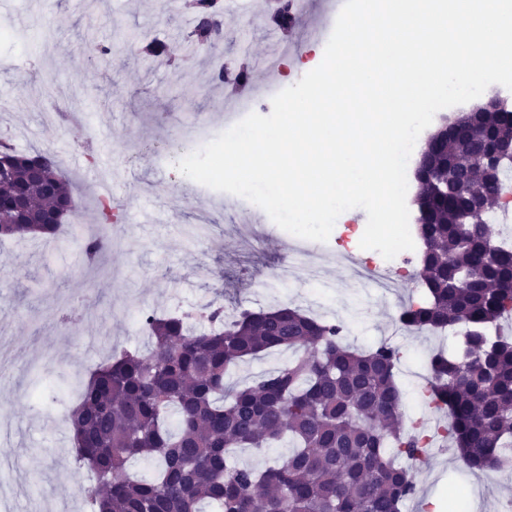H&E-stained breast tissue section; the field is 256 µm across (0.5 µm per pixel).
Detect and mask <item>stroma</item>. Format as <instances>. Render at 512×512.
Here are the masks:
<instances>
[{"label":"stroma","mask_w":512,"mask_h":512,"mask_svg":"<svg viewBox=\"0 0 512 512\" xmlns=\"http://www.w3.org/2000/svg\"><path fill=\"white\" fill-rule=\"evenodd\" d=\"M258 0L225 10L224 39L207 52L185 40L192 29L188 10L157 16L155 0H10L0 10V135L16 148L58 155L79 183L78 222L111 239L97 264L82 259L74 228L66 245L26 237L0 242V336L21 355L9 377L0 378V445L18 467L0 469V512H90L81 488L87 471L71 462L68 414L77 399L76 380L88 378L109 347L145 348L135 320L142 312L166 314L221 298L225 312L298 307L325 320L346 322L345 340L358 349L385 341L399 348L412 368L439 345L428 334L396 336L400 308L422 294L406 285L386 293L351 277L329 254L300 265L294 279L270 281L288 260L289 241L257 205L214 193L176 175L178 148L201 134L224 131V116L241 95L207 81L213 64L235 70L248 60L261 88H285L281 71L260 68L261 59L282 50L274 26L254 19ZM167 37L178 46L177 67L157 66L139 51L142 40ZM122 47L119 63L95 61L99 42ZM68 121H60L59 113ZM115 155L118 176L111 197L136 196L154 222H133L121 211L115 224L101 223L98 192L90 177L103 164L101 145ZM76 307L79 322L59 320ZM88 336L108 337L109 347L88 348ZM420 501L402 512H422L425 503L463 512H499L512 500V470L483 485L457 452L426 459Z\"/></svg>","instance_id":"35a3bbf8"}]
</instances>
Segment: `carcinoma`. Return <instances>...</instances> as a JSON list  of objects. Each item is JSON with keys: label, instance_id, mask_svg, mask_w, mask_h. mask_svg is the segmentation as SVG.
I'll use <instances>...</instances> for the list:
<instances>
[{"label": "carcinoma", "instance_id": "obj_1", "mask_svg": "<svg viewBox=\"0 0 512 512\" xmlns=\"http://www.w3.org/2000/svg\"><path fill=\"white\" fill-rule=\"evenodd\" d=\"M202 21L188 35L198 51L212 44L219 19L215 0H195ZM168 42L147 41L144 57L164 63ZM512 140V109L482 113L480 127L460 122L428 155L433 180L414 199L429 211L422 224L428 252L420 254L424 297L402 307L397 322L409 332L441 335L463 328L459 346L428 360L429 403L448 418L444 440L474 471L499 468L512 448V337L497 333L512 315V245L485 249L487 217L500 206L501 180L457 161ZM22 152L0 143L12 170L0 196L31 197L25 216L0 210V239L47 233L57 238L77 203L58 160L32 182ZM448 184V196L439 186ZM482 209H470V197ZM105 249L83 244L85 261ZM151 338L145 351L111 354L80 383L70 411L72 464L92 473L82 487L92 512H402L413 485L402 460L432 447L423 429L405 430L397 384L400 351L382 342L364 351L344 343V325L296 307L242 309L224 314L214 300L192 310L143 313ZM288 351L282 367L228 385V370L263 355ZM241 448H284L263 468L234 461ZM150 459L151 478L128 473Z\"/></svg>", "mask_w": 512, "mask_h": 512}]
</instances>
